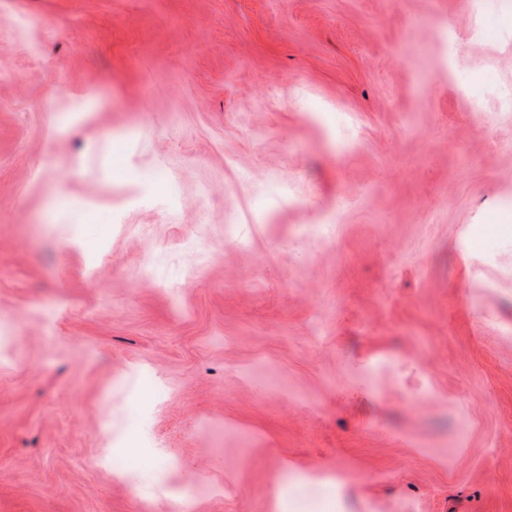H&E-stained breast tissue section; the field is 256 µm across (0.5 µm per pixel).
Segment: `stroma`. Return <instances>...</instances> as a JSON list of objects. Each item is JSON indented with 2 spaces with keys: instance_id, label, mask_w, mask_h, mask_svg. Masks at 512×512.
<instances>
[{
  "instance_id": "stroma-1",
  "label": "stroma",
  "mask_w": 512,
  "mask_h": 512,
  "mask_svg": "<svg viewBox=\"0 0 512 512\" xmlns=\"http://www.w3.org/2000/svg\"><path fill=\"white\" fill-rule=\"evenodd\" d=\"M498 86L512 0H0V512H512Z\"/></svg>"
}]
</instances>
